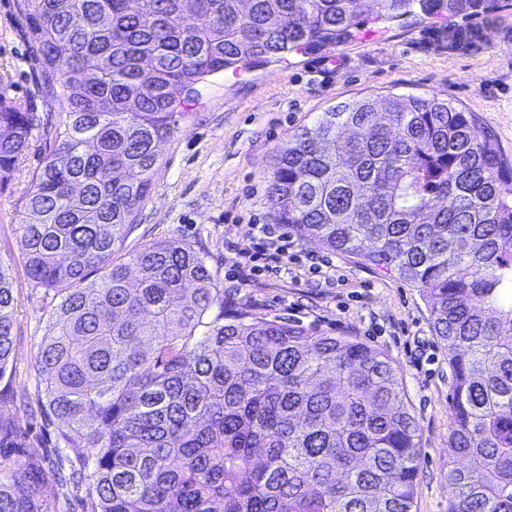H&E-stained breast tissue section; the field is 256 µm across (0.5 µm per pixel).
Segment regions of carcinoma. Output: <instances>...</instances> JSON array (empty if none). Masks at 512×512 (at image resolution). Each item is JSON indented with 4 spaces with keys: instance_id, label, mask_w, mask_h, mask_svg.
Masks as SVG:
<instances>
[{
    "instance_id": "carcinoma-1",
    "label": "carcinoma",
    "mask_w": 512,
    "mask_h": 512,
    "mask_svg": "<svg viewBox=\"0 0 512 512\" xmlns=\"http://www.w3.org/2000/svg\"><path fill=\"white\" fill-rule=\"evenodd\" d=\"M15 0L48 95L63 101L18 230L58 300L39 349L90 512H413L420 435L382 349L248 307L224 311L205 250L153 240L116 261L153 187L181 94L224 70L331 50L354 19L469 17L487 0ZM343 102L288 139L276 220L383 268L426 300L448 353V512H512V167L473 113L438 96ZM0 90V182L37 126ZM139 280L131 287L128 271ZM93 272L99 280L85 285ZM0 260V379L13 352ZM29 468L0 512H49Z\"/></svg>"
}]
</instances>
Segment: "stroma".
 I'll use <instances>...</instances> for the list:
<instances>
[{
  "mask_svg": "<svg viewBox=\"0 0 512 512\" xmlns=\"http://www.w3.org/2000/svg\"><path fill=\"white\" fill-rule=\"evenodd\" d=\"M497 30L461 54L448 48V22L423 15L378 24L356 21L336 49L288 54L246 72L225 70L199 83L177 132L159 147L153 189L125 243L152 239L202 243L224 280L226 309L246 306L332 333H349L386 351L398 364L421 435V468L413 512H448L451 372L418 291L361 258L295 239L280 269L239 278V254L253 251L249 227L271 224L267 177L294 131L313 127L336 105L370 97L437 95L474 113L512 162V8L497 12ZM42 73L24 36L14 0H0V88L40 118L9 180L0 185V259L12 266L13 354L0 379V480L28 464L46 474L40 489L54 512H87L84 487L70 481L61 457V423L44 417L35 366L53 331L51 295L27 277L18 233L19 200L40 167L61 102L40 91Z\"/></svg>",
  "mask_w": 512,
  "mask_h": 512,
  "instance_id": "1",
  "label": "stroma"
}]
</instances>
